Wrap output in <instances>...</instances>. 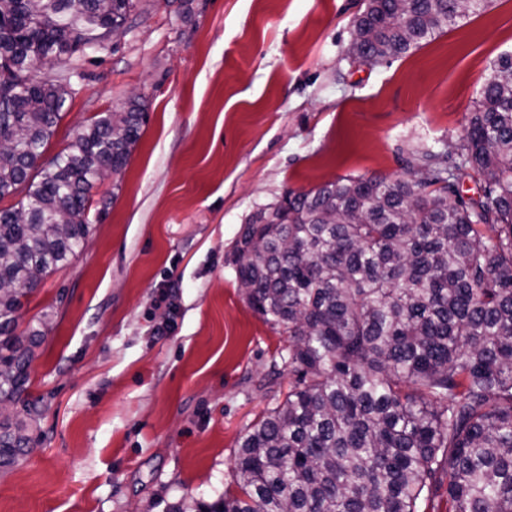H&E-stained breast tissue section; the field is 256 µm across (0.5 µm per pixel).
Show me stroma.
Listing matches in <instances>:
<instances>
[{
    "instance_id": "stroma-1",
    "label": "stroma",
    "mask_w": 512,
    "mask_h": 512,
    "mask_svg": "<svg viewBox=\"0 0 512 512\" xmlns=\"http://www.w3.org/2000/svg\"><path fill=\"white\" fill-rule=\"evenodd\" d=\"M364 0H135L121 36L64 65L73 89L44 160L139 97L130 160L92 191L91 232L21 308L40 331L20 403L30 444L0 469V512H164L235 490L248 426L296 376L282 328L232 264L258 209L341 176L406 177L455 147L512 0L376 64L347 47Z\"/></svg>"
}]
</instances>
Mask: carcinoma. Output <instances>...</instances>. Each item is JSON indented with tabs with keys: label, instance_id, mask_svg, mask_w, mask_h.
Here are the masks:
<instances>
[{
	"label": "carcinoma",
	"instance_id": "1",
	"mask_svg": "<svg viewBox=\"0 0 512 512\" xmlns=\"http://www.w3.org/2000/svg\"><path fill=\"white\" fill-rule=\"evenodd\" d=\"M490 0H366L358 58L403 56ZM134 0H0V403L22 399V299L90 233L91 191L127 165L146 121L134 101L42 161L63 117V71L84 42L128 22ZM451 159L417 153L424 179L340 177L242 225L249 305L288 334L296 374L250 425L235 483L167 512H512V55L490 67ZM38 171L39 178L31 176ZM476 175L477 199L456 181ZM29 438L0 422V468Z\"/></svg>",
	"mask_w": 512,
	"mask_h": 512
}]
</instances>
